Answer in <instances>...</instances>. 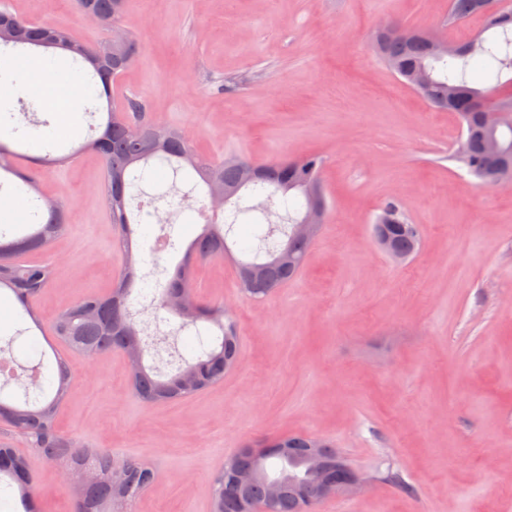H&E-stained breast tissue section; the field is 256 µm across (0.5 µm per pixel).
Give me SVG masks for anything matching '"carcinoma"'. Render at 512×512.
<instances>
[{
    "label": "carcinoma",
    "instance_id": "carcinoma-1",
    "mask_svg": "<svg viewBox=\"0 0 512 512\" xmlns=\"http://www.w3.org/2000/svg\"><path fill=\"white\" fill-rule=\"evenodd\" d=\"M78 10L89 9L107 25L117 26L121 16L112 12L113 0H76ZM483 7V0H451L449 23L466 20L472 10ZM12 24L13 38L0 46L40 48L48 39H54L53 48L68 51L73 61L90 65L93 75L99 78V97L106 98L105 115L100 124L101 133L84 147L94 150L102 159L104 178L102 191L110 214L116 241L123 252V267L106 293L91 291L76 303L62 311L52 324L53 335L69 349L85 358L92 354L103 355L119 351L125 357L144 358L147 344L141 337L142 330L135 313L129 309L131 294L137 277L136 270L143 262L141 254L133 251V220L130 201L131 190L137 187L136 166L147 167L160 162L176 174L192 170L206 187L216 185L232 189L245 182L253 166L262 168V177L249 189L257 187L270 195L295 194L297 207L285 210L279 222L267 224L258 235V251L268 258L281 247L306 256L310 243L295 236L292 225L301 220L308 206L307 198L297 188L290 187L306 178L321 179L325 158L310 153L294 161L272 160L256 162L231 158L217 162L199 153L192 140L180 128L158 122L150 116L148 104L135 96L119 102L111 100L110 89L114 81L135 62L138 43L131 33L121 47L124 64L112 70L109 62L96 61L97 44L75 37L71 31L53 24L40 23L22 18L0 6V17ZM487 29L493 31L488 38H479L464 44L457 54L437 57L430 42L399 31L377 43L383 61L399 77L422 69L428 75L423 99L429 106L446 109L460 116L470 111V103L493 95L507 86L501 82L502 74L512 72V9L493 11L488 16ZM486 67L493 85L479 89L467 81V69L474 63ZM466 133L460 134L452 159L460 163L480 183L491 185L503 176L512 177V120L481 118L464 121ZM494 135L508 148L509 154L495 161L488 157L484 147V135ZM16 152L0 140V172L15 173L13 163ZM397 224H409V218L397 206H386L374 221V225L386 224L388 219ZM31 230L20 236L0 234V292L10 294L21 306L23 314L36 327L41 320L36 309V299L49 287L52 271L43 263L20 260L26 252L47 249L68 227L67 211L59 202H48L46 208L31 215ZM224 221L204 225L202 232L186 248L183 259L175 266L168 284L159 293L158 305L178 298L183 311L175 313L184 327H202L211 333V340L202 347L200 354L181 361L172 373H163L147 366L129 374L136 396L147 405L180 401L190 398L224 379V359L240 354L241 340L237 323L224 310V302L199 299L190 285L196 283L195 266L208 258L224 255L228 248ZM394 249L415 253L419 241L408 233L392 232ZM297 268L273 267L265 278L242 287L243 293L254 300H262L296 278ZM74 376L67 361L58 356L47 366V372L39 373L37 380L25 384L32 394L23 402H11L0 397V422L20 432L28 441L27 452L0 445V477L7 478L8 486L16 487L24 512H39L34 486L36 465L41 461H61L68 470L79 467L90 471L89 478L75 486L78 493L77 512H131V506L143 491L156 479L155 471L147 464L135 460H116L111 455L90 452L77 445L72 438L60 434L56 426L58 412L65 402ZM288 465L270 448L267 465L280 470L284 477L299 474L298 485L284 486L274 512H316L320 504L319 487L313 482L304 462L306 435H288ZM211 512H241L236 494L224 485V469L213 478Z\"/></svg>",
    "mask_w": 512,
    "mask_h": 512
}]
</instances>
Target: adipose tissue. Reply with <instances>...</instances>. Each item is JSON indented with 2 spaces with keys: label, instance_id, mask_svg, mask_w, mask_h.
I'll return each instance as SVG.
<instances>
[{
  "label": "adipose tissue",
  "instance_id": "obj_1",
  "mask_svg": "<svg viewBox=\"0 0 512 512\" xmlns=\"http://www.w3.org/2000/svg\"><path fill=\"white\" fill-rule=\"evenodd\" d=\"M57 60L46 57L0 56V104L12 99V88L18 80H26L35 99L58 114H68L72 107L92 93L79 73H72L67 83H60Z\"/></svg>",
  "mask_w": 512,
  "mask_h": 512
}]
</instances>
